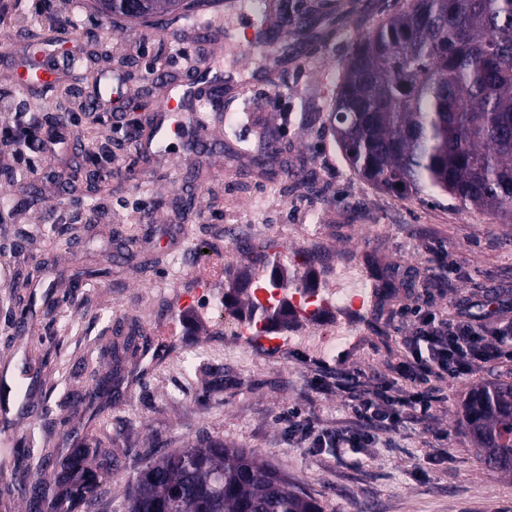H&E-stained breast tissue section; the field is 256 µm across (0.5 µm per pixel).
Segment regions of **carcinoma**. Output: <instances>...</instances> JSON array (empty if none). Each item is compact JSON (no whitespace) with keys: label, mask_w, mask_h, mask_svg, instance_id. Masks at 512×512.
Listing matches in <instances>:
<instances>
[{"label":"carcinoma","mask_w":512,"mask_h":512,"mask_svg":"<svg viewBox=\"0 0 512 512\" xmlns=\"http://www.w3.org/2000/svg\"><path fill=\"white\" fill-rule=\"evenodd\" d=\"M199 0H96L103 14L163 23ZM354 172L399 195L448 194L512 224V0H410L349 56L330 113ZM488 462H512V381L464 404ZM90 452L78 444L58 479ZM126 512H320L283 472L243 448L200 441L151 458L128 483Z\"/></svg>","instance_id":"cac0c4a2"}]
</instances>
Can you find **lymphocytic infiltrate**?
<instances>
[{"label": "lymphocytic infiltrate", "mask_w": 512, "mask_h": 512, "mask_svg": "<svg viewBox=\"0 0 512 512\" xmlns=\"http://www.w3.org/2000/svg\"><path fill=\"white\" fill-rule=\"evenodd\" d=\"M6 119L0 123V159L13 166L40 170L49 154L62 149V138L44 134L31 113L0 102ZM402 319L412 323L403 337L404 354L391 380L368 389L356 387L342 405L349 426L324 429L304 417L300 408L284 416L291 433L307 442L313 453L326 448H373L381 435L397 433L409 421L430 418L432 383L467 381L482 370L512 360V321L484 322L463 312L447 318L423 306H404Z\"/></svg>", "instance_id": "1"}]
</instances>
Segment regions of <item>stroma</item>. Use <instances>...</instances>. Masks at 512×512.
<instances>
[{"instance_id":"obj_1","label":"stroma","mask_w":512,"mask_h":512,"mask_svg":"<svg viewBox=\"0 0 512 512\" xmlns=\"http://www.w3.org/2000/svg\"><path fill=\"white\" fill-rule=\"evenodd\" d=\"M408 2L288 0L289 15L307 23L279 33V76L264 85L252 76L256 60L223 40L200 43L189 29L179 45L158 25L70 0L72 40L86 62L54 88L21 96L42 125L56 114L58 93L86 96L106 70L120 77L101 111L107 130L113 113L126 112L148 132L158 85L196 81L206 67L235 75L241 87L220 93L214 128L197 151L150 155L122 140L112 179L96 194L71 179L94 150L82 112L46 172L0 167V197L17 198L29 181L39 188L34 203L0 209V366L31 365L25 401L36 411L0 444V512H28L21 487L35 477L55 482L49 453L67 454L91 436L101 443L89 462L100 484L82 512H125L127 483L150 458L208 438L254 451L324 512H512V473L491 469L460 425L473 382L449 381L431 422L407 425L368 456L314 454L289 439L283 421L292 406L324 428L342 421L345 395L335 380L318 393L309 387L316 362L361 370L370 384L391 379L399 306L425 299L445 312L467 306L483 318H512V224L447 195L377 189L345 162L327 122L357 41ZM144 37L149 51L140 56ZM228 112L237 116L232 132ZM137 200L151 206L149 216L134 209ZM215 240L224 268L207 270V281L231 292L272 275L269 251L284 243L289 258L312 257L322 287L345 300L344 313L328 331L291 333L273 352L198 321L181 339L192 369L174 353L127 385L131 354H108L116 330L136 323L167 335L160 314L189 284L173 256ZM84 263L112 273L78 276ZM29 295L41 324L33 338L13 332L17 300ZM97 376L109 378L110 391L95 415L83 397ZM442 430L451 443L438 439Z\"/></svg>"}]
</instances>
